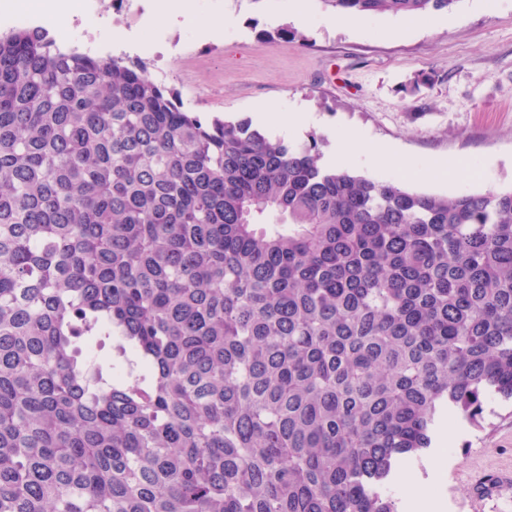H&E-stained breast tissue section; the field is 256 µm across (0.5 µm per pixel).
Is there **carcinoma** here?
Here are the masks:
<instances>
[{
    "mask_svg": "<svg viewBox=\"0 0 512 512\" xmlns=\"http://www.w3.org/2000/svg\"><path fill=\"white\" fill-rule=\"evenodd\" d=\"M319 161L0 32V512H399L440 410L512 400V188Z\"/></svg>",
    "mask_w": 512,
    "mask_h": 512,
    "instance_id": "cac0c4a2",
    "label": "carcinoma"
}]
</instances>
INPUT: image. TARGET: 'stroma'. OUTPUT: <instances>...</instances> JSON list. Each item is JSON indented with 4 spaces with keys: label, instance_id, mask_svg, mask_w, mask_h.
I'll list each match as a JSON object with an SVG mask.
<instances>
[{
    "label": "stroma",
    "instance_id": "1",
    "mask_svg": "<svg viewBox=\"0 0 512 512\" xmlns=\"http://www.w3.org/2000/svg\"><path fill=\"white\" fill-rule=\"evenodd\" d=\"M168 0H116L96 14L78 12L88 37L68 33L66 44L125 38L145 57L148 75L176 88L185 109L237 122L265 109L311 112L315 124L292 145L320 139L329 154L337 137L356 129L424 168L460 160L475 173L452 181L408 178L413 191L460 195L512 188V0L487 11L484 0H459L432 22L391 14L341 28L321 0H305L306 44L263 41L290 25L294 0H192L189 17L169 23ZM225 15L212 35L204 21ZM155 49L143 53V41ZM453 428L444 488L447 512H476L472 486L480 476L512 470V401L487 399L479 423L439 415Z\"/></svg>",
    "mask_w": 512,
    "mask_h": 512
}]
</instances>
